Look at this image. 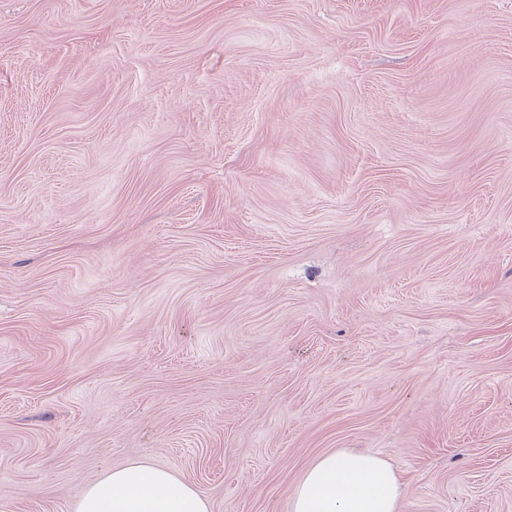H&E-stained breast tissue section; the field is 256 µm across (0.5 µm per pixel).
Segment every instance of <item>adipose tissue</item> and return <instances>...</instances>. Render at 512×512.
<instances>
[{
	"label": "adipose tissue",
	"mask_w": 512,
	"mask_h": 512,
	"mask_svg": "<svg viewBox=\"0 0 512 512\" xmlns=\"http://www.w3.org/2000/svg\"><path fill=\"white\" fill-rule=\"evenodd\" d=\"M73 512H210V504L168 469L135 463L105 470ZM293 512H401L396 470L370 454H325L297 486Z\"/></svg>",
	"instance_id": "adipose-tissue-1"
}]
</instances>
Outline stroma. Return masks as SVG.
I'll return each instance as SVG.
<instances>
[{
	"label": "stroma",
	"instance_id": "1",
	"mask_svg": "<svg viewBox=\"0 0 512 512\" xmlns=\"http://www.w3.org/2000/svg\"><path fill=\"white\" fill-rule=\"evenodd\" d=\"M340 450L512 512V0H0V512Z\"/></svg>",
	"mask_w": 512,
	"mask_h": 512
}]
</instances>
